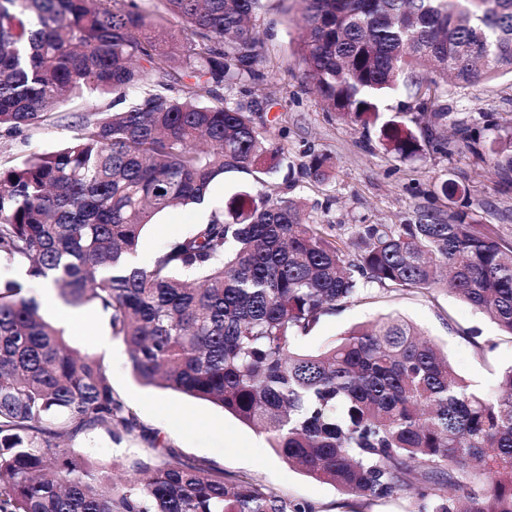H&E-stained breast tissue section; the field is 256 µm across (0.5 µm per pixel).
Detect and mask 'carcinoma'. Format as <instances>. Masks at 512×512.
<instances>
[{
    "mask_svg": "<svg viewBox=\"0 0 512 512\" xmlns=\"http://www.w3.org/2000/svg\"><path fill=\"white\" fill-rule=\"evenodd\" d=\"M260 2L0 0V133L56 125L73 97L111 98L76 115L61 148L0 161V262L105 315L139 383L221 407L316 480L411 512H512L511 365L475 391L399 316L297 349L370 283L443 287L512 337V243L492 227L458 209L332 239L285 179L235 195L151 267L129 264L160 213L204 204L225 174H294L263 112L231 98L266 80ZM297 2L299 62L323 109L377 127L403 159L423 139L447 151L444 86L512 74V0ZM402 88L418 112L384 116ZM479 154L512 183V138ZM299 174L331 170L314 157ZM118 428L135 422L108 366L1 280L0 512H314L169 448L118 487L59 444Z\"/></svg>",
    "mask_w": 512,
    "mask_h": 512,
    "instance_id": "carcinoma-1",
    "label": "carcinoma"
}]
</instances>
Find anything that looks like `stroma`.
<instances>
[{"label":"stroma","mask_w":512,"mask_h":512,"mask_svg":"<svg viewBox=\"0 0 512 512\" xmlns=\"http://www.w3.org/2000/svg\"><path fill=\"white\" fill-rule=\"evenodd\" d=\"M293 0H261L259 34L266 45V81L255 99L271 96L276 104L267 114L266 137L283 147L288 162L300 166L311 156H329V180L298 179L291 195L301 197L311 220L332 235H350L357 224H408L420 211L447 218L450 207L440 193L447 180L464 186L471 223L494 226L499 238L512 242V187L501 181L496 167L478 159L465 142L455 141L440 154L424 145L420 155L403 160L387 152L376 129H363L323 111L298 65V30ZM448 128L464 126L487 141L512 136V76H493L464 88H449L441 99ZM69 134L62 126H45L16 136H0V152L23 160L34 152L58 149ZM260 189L253 176L230 172L214 183L205 204L160 214L140 237V267L176 239L188 234L212 209L234 194ZM398 315L417 326L447 353L459 376L475 389H493L499 373L512 365V337L485 315L444 290L401 289L395 292L367 285L362 297L323 318L300 348L321 350L346 331L387 315ZM115 393L138 427L133 433L93 431L69 440L77 453L111 469L116 482L133 473L137 462H163V449L179 460L205 462L227 478L251 477L278 495L311 504L315 512H408L401 498L373 501L341 492L288 465L259 434L210 402L138 383L125 344L112 337L102 355Z\"/></svg>","instance_id":"35a3bbf8"}]
</instances>
